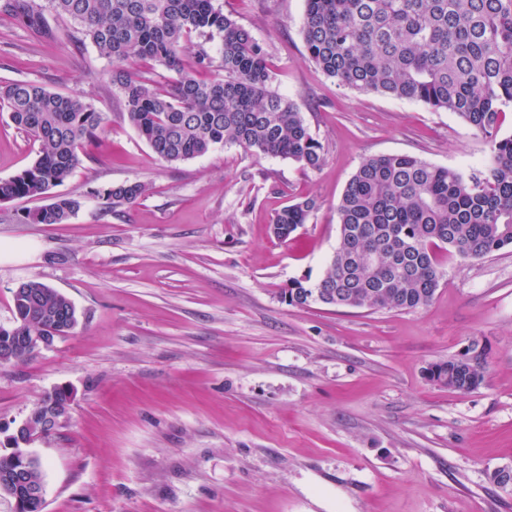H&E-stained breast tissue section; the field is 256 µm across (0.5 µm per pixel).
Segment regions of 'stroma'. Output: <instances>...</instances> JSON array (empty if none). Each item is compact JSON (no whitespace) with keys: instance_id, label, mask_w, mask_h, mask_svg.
Segmentation results:
<instances>
[{"instance_id":"stroma-1","label":"stroma","mask_w":512,"mask_h":512,"mask_svg":"<svg viewBox=\"0 0 512 512\" xmlns=\"http://www.w3.org/2000/svg\"><path fill=\"white\" fill-rule=\"evenodd\" d=\"M221 2L269 49L279 91L324 146L321 171L235 146L161 160L124 117L111 61L0 12V83L80 94L105 117L91 157L56 188L81 199L67 223H22L39 198L0 202V325L32 280L77 316L28 361L0 364V451L44 395L69 388L67 422L29 446L43 512H512L489 479L512 466V247L442 254L433 300L410 312L282 297L322 276L363 158L468 170L488 142L453 113L337 86L308 59L304 0ZM37 150L0 109V179ZM135 181L149 186L135 203L108 209L95 195ZM306 198L307 224L277 239L275 212ZM474 340L487 362L478 389L426 378Z\"/></svg>"}]
</instances>
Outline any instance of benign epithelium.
<instances>
[{"instance_id":"obj_1","label":"benign epithelium","mask_w":512,"mask_h":512,"mask_svg":"<svg viewBox=\"0 0 512 512\" xmlns=\"http://www.w3.org/2000/svg\"><path fill=\"white\" fill-rule=\"evenodd\" d=\"M25 326L26 321L20 319L9 329L10 335L0 338L6 351L47 347L53 343L54 337L30 334ZM72 398L71 390L57 389V399L38 403L12 436V451L8 456L15 460L17 467L0 475V492L14 500L17 512H35L43 504V484L34 483L28 478L38 458L26 446L51 433L54 427L68 419Z\"/></svg>"}]
</instances>
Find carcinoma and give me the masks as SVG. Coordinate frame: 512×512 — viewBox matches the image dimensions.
<instances>
[{"mask_svg": "<svg viewBox=\"0 0 512 512\" xmlns=\"http://www.w3.org/2000/svg\"><path fill=\"white\" fill-rule=\"evenodd\" d=\"M75 24L72 44L89 41L119 66L112 86L130 124L157 157L180 162L235 144L261 159L280 157L316 172L325 163L293 100L277 89L268 49L224 15L216 0H48ZM4 9L39 39H56L35 0H6ZM302 36L310 61L340 87L416 101L455 113L490 145L479 168L436 166L408 154L364 158L336 203L339 241L323 275L296 279L291 305L412 311L433 299L443 276L439 251L479 260L512 246V135L501 136L512 108V0H305ZM194 51V69L182 56ZM161 66L173 76L151 77ZM223 74L203 77L214 68ZM12 124L39 145L31 166L0 179V201L41 197L91 157L103 113L78 95L27 81L0 84ZM141 182L97 192L108 208L132 204ZM57 195L22 220L64 224L80 208ZM316 201L280 209L275 236L288 239L307 223ZM42 310L14 303L31 332L53 324L69 299L39 281ZM426 377L468 393L485 379L483 360L450 359Z\"/></svg>", "mask_w": 512, "mask_h": 512, "instance_id": "obj_1", "label": "carcinoma"}]
</instances>
